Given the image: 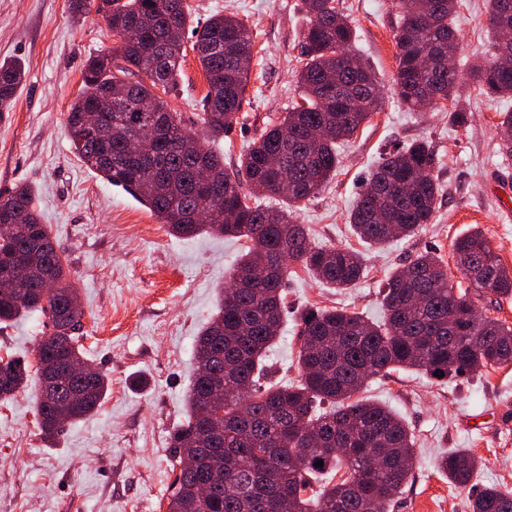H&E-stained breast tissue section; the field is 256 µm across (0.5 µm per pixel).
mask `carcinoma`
<instances>
[{"mask_svg": "<svg viewBox=\"0 0 512 512\" xmlns=\"http://www.w3.org/2000/svg\"><path fill=\"white\" fill-rule=\"evenodd\" d=\"M303 2L299 100L250 141L229 173L209 140L238 122L250 81V27L215 14L192 32L208 83L199 134L165 99L185 58L186 0H70L73 14L96 10L119 39L111 51L87 60L67 117V128L83 134L82 146L70 143L73 153L147 206L174 236L207 232L250 242L218 312L195 340L191 415L171 434L170 447L180 463L195 459L196 469L179 468L167 512H390L412 475L413 435L396 412L354 394L367 380L393 371L442 372L446 380L512 363V323L477 308L484 296L512 297V271L476 228L452 245L456 268L471 287L452 283L438 253H419L385 280L382 319L345 309L302 313L300 380L260 383L266 353L286 318L288 264H301L335 288L354 285L366 268L364 254L351 246L312 245L308 228L295 217L336 174L340 145L383 104L376 72L351 51L355 32L337 0ZM460 2L394 3L396 95L409 110L427 105L447 112L455 126L466 124L468 112L457 69L433 61L457 54ZM486 20L490 56L475 59L468 70L478 92L511 98L512 67H498L497 59L501 48H512V0H488ZM24 76L21 64L0 63V112L11 109ZM94 109L112 123L85 130L84 116ZM500 116V148L512 153V112ZM143 125L161 127L150 159L125 151L128 135ZM440 165L425 139L385 152L349 212L354 236L379 248L430 223L441 192ZM260 194L286 204L266 205ZM62 254L28 187L0 196V324L30 312L45 318L48 335L38 342L35 361L55 370L56 390L46 399L36 395L35 405L48 437L89 415L108 391L107 376L83 357L82 310L71 307L79 290L67 280ZM47 281L59 286L51 298L43 294ZM75 364L90 377L73 375ZM33 376L43 382L44 370L0 358V400L26 389ZM317 403L330 409L319 413ZM319 460L321 467L315 466ZM438 467L455 485L471 488L479 461L455 450ZM334 471L340 480L314 487ZM471 510L512 512V490L484 486L472 495Z\"/></svg>", "mask_w": 512, "mask_h": 512, "instance_id": "1", "label": "carcinoma"}]
</instances>
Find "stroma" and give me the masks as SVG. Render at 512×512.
I'll return each instance as SVG.
<instances>
[{
    "label": "stroma",
    "instance_id": "obj_1",
    "mask_svg": "<svg viewBox=\"0 0 512 512\" xmlns=\"http://www.w3.org/2000/svg\"><path fill=\"white\" fill-rule=\"evenodd\" d=\"M486 0H461L456 66L486 54ZM189 24L232 14L252 29L256 54L239 120L213 147L235 169L251 138L278 120L298 97L303 0H187ZM356 31L354 53L383 80L381 112L339 151L340 168L324 191L297 211L313 244L357 245L347 214L384 150L418 139L442 158L436 217L416 234L383 248H365L366 271L348 288L317 282L300 264L286 285L288 319L269 349L268 380L298 378V315L346 309L379 319L387 276L415 255L452 257V243L481 227L512 269V214L493 183L512 174L498 153L501 113L512 98L479 96L469 80L459 93L470 111L454 127L433 109L406 111L390 80L396 71L393 0H340ZM118 43L96 14L72 16L69 0H0V62L24 64L26 77L13 107L0 114V193L28 186L49 224L80 291L79 332L84 357L108 377L97 411L44 439L33 390L0 401V512H166L175 477L170 435L187 416L195 367L194 340L216 313L221 291L244 240L199 234L172 236L146 206L86 168L72 153L66 120L89 57ZM207 91L204 72L187 55L176 89L166 97L186 124L197 120ZM46 328L40 313L0 325V357L33 359ZM362 397L400 415L416 441V466L391 512H470L468 491L436 468L455 449L482 460L477 485L512 489V366L437 381L398 371L369 379Z\"/></svg>",
    "mask_w": 512,
    "mask_h": 512
}]
</instances>
